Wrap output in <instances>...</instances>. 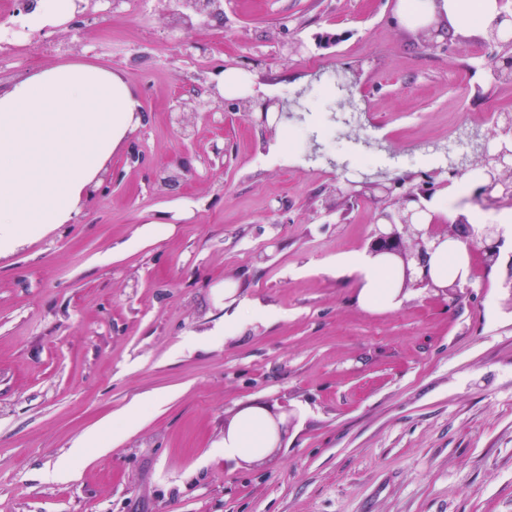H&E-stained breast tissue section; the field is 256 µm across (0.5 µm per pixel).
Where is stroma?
Segmentation results:
<instances>
[{
	"label": "stroma",
	"instance_id": "obj_1",
	"mask_svg": "<svg viewBox=\"0 0 512 512\" xmlns=\"http://www.w3.org/2000/svg\"><path fill=\"white\" fill-rule=\"evenodd\" d=\"M84 4L86 42L9 16L43 50L0 86L109 66L144 120L109 192L0 253V512H512V225L492 268L471 251L459 288L403 289L391 309L363 307L336 266L375 232V205L340 194L353 149L431 188L434 223L474 214L432 176L449 135L496 138L512 113L485 36L427 47L400 0H224L184 26L159 0ZM226 68L260 98L300 96V115L262 125L228 98L177 124V99ZM250 407L288 427L225 462ZM104 421L108 451L54 476Z\"/></svg>",
	"mask_w": 512,
	"mask_h": 512
}]
</instances>
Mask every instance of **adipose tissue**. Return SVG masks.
Listing matches in <instances>:
<instances>
[{"label":"adipose tissue","mask_w":512,"mask_h":512,"mask_svg":"<svg viewBox=\"0 0 512 512\" xmlns=\"http://www.w3.org/2000/svg\"><path fill=\"white\" fill-rule=\"evenodd\" d=\"M496 0H401L400 19L423 28L451 19L466 35L494 23ZM142 121L123 74L90 63L59 64L0 91V251L69 223L84 207L113 152ZM361 303L391 308L398 290L385 256L344 260ZM278 432L264 408L242 412L224 434L225 461H250L274 447Z\"/></svg>","instance_id":"ef3b65f1"}]
</instances>
